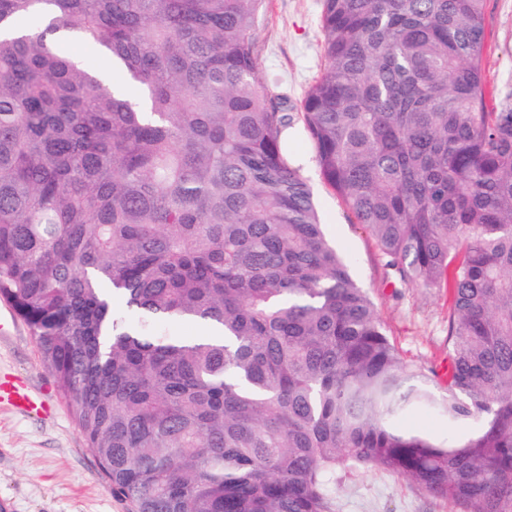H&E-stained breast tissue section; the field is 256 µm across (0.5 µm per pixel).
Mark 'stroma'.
Wrapping results in <instances>:
<instances>
[{
    "instance_id": "1",
    "label": "stroma",
    "mask_w": 512,
    "mask_h": 512,
    "mask_svg": "<svg viewBox=\"0 0 512 512\" xmlns=\"http://www.w3.org/2000/svg\"><path fill=\"white\" fill-rule=\"evenodd\" d=\"M322 0H266L256 30L260 68L274 76L271 90L293 111L326 66ZM483 67L498 104H512V0H487ZM294 149L314 191L328 237L351 258V274L375 303L378 317L402 359L427 370L448 365V288H413L387 277L375 240L319 173L305 135ZM24 386L39 408L27 414L0 402V498L13 512H130L108 480L61 395L43 367L29 327L0 303V385ZM336 512H455L407 479L381 470L347 475L336 487Z\"/></svg>"
}]
</instances>
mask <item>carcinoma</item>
Instances as JSON below:
<instances>
[{"label": "carcinoma", "mask_w": 512, "mask_h": 512, "mask_svg": "<svg viewBox=\"0 0 512 512\" xmlns=\"http://www.w3.org/2000/svg\"><path fill=\"white\" fill-rule=\"evenodd\" d=\"M485 2L322 0L299 116L386 269L450 288L434 381L326 236L259 68L265 0H0V302L130 512H334L369 469L512 512V109ZM416 408L448 444L398 426Z\"/></svg>", "instance_id": "obj_1"}]
</instances>
